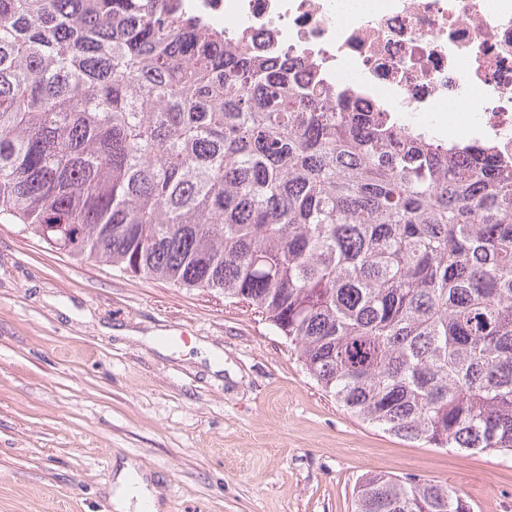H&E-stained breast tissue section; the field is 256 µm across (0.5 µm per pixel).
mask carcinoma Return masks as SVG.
Here are the masks:
<instances>
[{
  "mask_svg": "<svg viewBox=\"0 0 512 512\" xmlns=\"http://www.w3.org/2000/svg\"><path fill=\"white\" fill-rule=\"evenodd\" d=\"M301 83L180 0H0V217L245 302L392 435L512 455V160ZM355 512H470L414 474Z\"/></svg>",
  "mask_w": 512,
  "mask_h": 512,
  "instance_id": "1",
  "label": "carcinoma"
}]
</instances>
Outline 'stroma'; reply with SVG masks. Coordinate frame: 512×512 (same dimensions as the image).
<instances>
[{"instance_id":"stroma-1","label":"stroma","mask_w":512,"mask_h":512,"mask_svg":"<svg viewBox=\"0 0 512 512\" xmlns=\"http://www.w3.org/2000/svg\"><path fill=\"white\" fill-rule=\"evenodd\" d=\"M129 458L161 483L162 512H354L372 473L512 512V457L361 421L251 308L1 221L0 512H114Z\"/></svg>"}]
</instances>
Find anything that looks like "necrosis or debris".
I'll return each instance as SVG.
<instances>
[{
	"label": "necrosis or debris",
	"mask_w": 512,
	"mask_h": 512,
	"mask_svg": "<svg viewBox=\"0 0 512 512\" xmlns=\"http://www.w3.org/2000/svg\"><path fill=\"white\" fill-rule=\"evenodd\" d=\"M227 45L298 80L353 91L362 112L441 143L512 157V0H188ZM465 101L458 124L446 105Z\"/></svg>",
	"instance_id": "obj_1"
}]
</instances>
